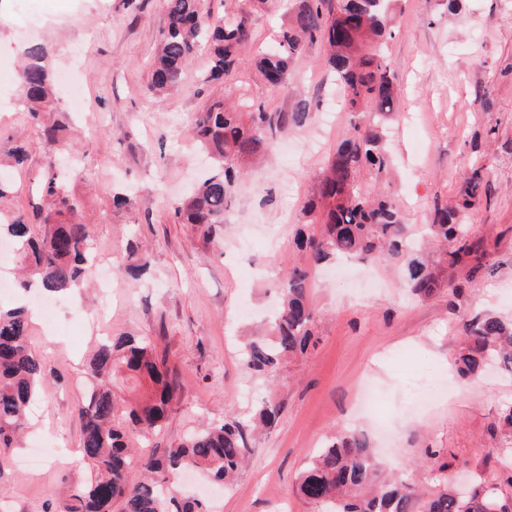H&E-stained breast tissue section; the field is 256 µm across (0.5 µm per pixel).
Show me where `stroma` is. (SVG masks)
Returning a JSON list of instances; mask_svg holds the SVG:
<instances>
[{
	"label": "stroma",
	"instance_id": "obj_1",
	"mask_svg": "<svg viewBox=\"0 0 512 512\" xmlns=\"http://www.w3.org/2000/svg\"><path fill=\"white\" fill-rule=\"evenodd\" d=\"M400 0L388 44L400 88L386 147L395 159L382 190L396 195L410 234L421 236L435 206L456 196L472 148H479L490 199L472 211L471 232L490 245L494 276L475 277L465 289V313L512 319V0ZM214 15L246 13L249 47L224 81L208 77L199 52L179 92L148 94L150 64L163 13L159 0H0V176L9 190L0 210L31 217L44 179L46 148L17 104L19 64L27 41L47 50L58 81L59 120L78 170L68 190L94 227L98 261L125 253L135 234L152 253L138 282L112 270L110 304L97 286L54 296V318L34 317L31 341L47 381L34 406L29 438L46 443L40 466H23L24 449L0 464V504L8 512H45L60 490L88 478L79 459L84 392L80 366L100 333L148 336L165 351L184 385L164 430L165 448L201 422L244 417L260 401H279L277 426L251 438V454L232 487L217 488L216 512H313L295 491L307 460L340 429L366 435L388 466L426 482L416 460L441 448L468 487L512 497L503 474L512 452L489 428L512 405V379L488 372L464 383L453 372L462 320L448 312V295L422 300L402 286L403 275L384 262L354 263L348 276L333 265L313 272L309 293L320 314L319 342L287 364L283 382L256 378L240 359V342L277 304L286 272L302 264L294 244L302 207L321 171L353 123L367 124L342 106L323 45L291 65L287 90L269 93L256 65L286 22V0H210ZM230 95L269 111L290 110L301 98L314 108L302 129L282 134L234 192L220 235L206 238L177 223L172 204L200 175L206 159L190 141L193 113ZM28 159L14 167L18 142ZM133 192L129 210L112 207V189ZM441 378L443 390L417 405L416 379Z\"/></svg>",
	"mask_w": 512,
	"mask_h": 512
}]
</instances>
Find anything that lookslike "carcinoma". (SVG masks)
I'll use <instances>...</instances> for the list:
<instances>
[{
  "mask_svg": "<svg viewBox=\"0 0 512 512\" xmlns=\"http://www.w3.org/2000/svg\"><path fill=\"white\" fill-rule=\"evenodd\" d=\"M393 0H295L272 49L259 59L270 91L288 88L292 61L315 43L328 50V64L351 112L366 107L375 120L353 124V132L337 147L318 182L317 202L304 208L310 223L296 233V245L308 253L310 265L295 267L284 276L282 303L266 333L250 338L241 350L242 363L253 373L278 380L288 361L304 357L318 341V314L308 294L310 271L338 256L385 260L404 269L403 287L420 297L448 289V311L461 312L466 280L491 274L485 240L470 234L468 214L488 200L483 167L468 163L453 203L435 210L429 225L438 257L430 262L412 247L399 202L391 195L365 191L359 177L367 171L379 182L392 160L383 144V122L395 111L399 89L386 54L394 34ZM165 20L160 30L148 91L153 94L182 85L189 62L208 49L210 78L218 80L234 68L249 42L245 15L213 20L205 0H163ZM41 43L25 49L19 73L22 103L32 124L49 147L43 168V204L36 211L46 227L41 236L22 217L0 211V236L16 245L27 289L38 285L61 295L79 284L93 258L90 225L80 219V201L71 195L57 172V147L65 145V124L53 117L54 81L44 63ZM312 102L296 101L288 112H268L261 103L240 112L218 100L192 117V137L213 161L212 168L175 207L182 224H191L211 237L224 226V212L235 183L248 165L269 149L277 132L305 126ZM320 224L319 234L308 225ZM151 266L145 249L129 248L125 272L139 279ZM465 336L454 355L455 373L463 380L476 377L494 363L512 376V320L493 314L476 315L464 324ZM88 381L78 408L82 425L79 454L89 466V479L58 496L49 512H209L194 496L176 489L181 473L198 471L228 484L250 452L253 430L275 425L279 404L257 405L250 424L236 417L209 422L179 443L140 457L144 480L132 483L128 470L136 439L156 435L172 402L182 390L167 355L146 336H109L83 363ZM46 373L30 341V316L24 307H0V464L18 446L30 427V407L40 393ZM132 379L144 388L138 398L120 403L118 379ZM491 432L512 447V406L491 424ZM425 460L433 489L420 487L398 474L382 476L383 465L367 439L353 431L328 439L313 456L298 481L300 495L318 512H512V501L482 498L474 491L459 496L448 480L450 464L441 448L426 449Z\"/></svg>",
  "mask_w": 512,
  "mask_h": 512,
  "instance_id": "carcinoma-1",
  "label": "carcinoma"
}]
</instances>
